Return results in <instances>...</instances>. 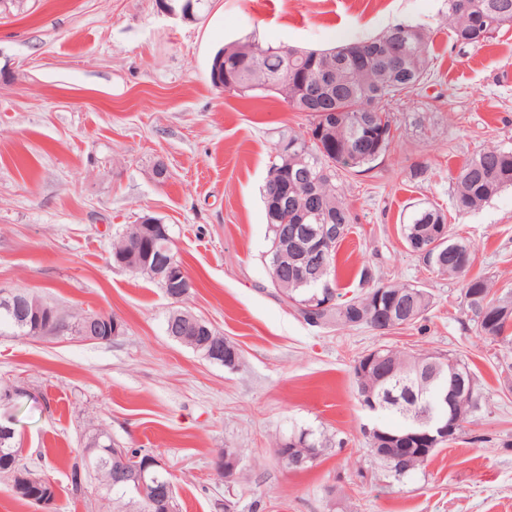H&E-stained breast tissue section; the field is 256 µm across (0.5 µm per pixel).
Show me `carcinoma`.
<instances>
[{"label":"carcinoma","mask_w":512,"mask_h":512,"mask_svg":"<svg viewBox=\"0 0 512 512\" xmlns=\"http://www.w3.org/2000/svg\"><path fill=\"white\" fill-rule=\"evenodd\" d=\"M447 10L443 24L449 37L461 45H481L505 28L512 27V0H446ZM402 34L404 60L401 67L390 70L384 66L392 45L394 33ZM432 32L412 23H398L379 35L357 43L343 44L325 50H300L262 43L256 39L232 42L218 51L212 59L210 80L214 87L240 97L257 92H276L284 96L288 105L298 111L312 110V118L305 129L281 134L279 141L288 142V155L306 163V177L282 172L283 158L274 150L268 180L262 191L266 221L270 234H276L281 224L337 225L336 238L325 244L326 265L320 275L305 285L278 281L271 283L283 301L293 307L307 324L319 320L321 326L359 327L367 325L365 315L376 309V299H395L410 291L422 294L417 313L410 324L425 318L432 295L425 289L401 282L383 283L371 269L360 272V280L367 285L365 291L351 299L328 307L322 293L335 285L336 256L341 243L350 232L354 217L343 198L344 176L369 171L390 150L395 139L391 112L396 106L415 102L429 76L433 59ZM322 85L325 92L312 98L309 87ZM288 186V212L273 208L270 200L272 180ZM512 187V149L488 146L473 153L459 170L453 195L454 210L468 213L493 200L504 189ZM448 224L443 209L432 204H421L414 209L409 221L402 225L401 234L409 250L437 276L461 282L463 304L476 323L482 336L512 345L507 334L512 324V300L496 296L488 280L481 275L467 277L471 265L470 242L453 233L448 240L434 246L426 257H421L425 246L432 242L430 234L437 225ZM45 311L61 322L80 329L89 319L87 314L67 316L59 308L42 301ZM8 324L26 335L36 333L37 324L15 316L0 308V326ZM378 366L390 367L394 374L380 378L367 373L355 385L376 389L377 401L386 391L399 394L402 387L412 383L416 393L427 395L445 383L464 377L465 388L474 382L469 366L451 356L397 352L376 349L370 352ZM384 402V401H382ZM377 412L398 419L395 426H383L379 431L403 435L410 421L403 404L388 401ZM119 447L111 434L99 430L86 437L84 448L76 456L71 468V484L75 492L82 490L85 478L95 474L103 492L112 502L121 505L127 499L140 504L139 512L152 510L140 498L133 482H113L112 474L120 463L112 457V449ZM292 457L302 461L299 468L312 466L326 455L329 446L314 432L303 430L277 443ZM20 443L16 434L0 436V473L18 482L19 476L28 474L40 483L38 495L15 492L18 499L31 505H40V499L55 500L54 485L46 477L18 464ZM434 455L429 451L423 460L414 457L402 462L383 460L381 464L395 478L424 465Z\"/></svg>","instance_id":"cac0c4a2"}]
</instances>
